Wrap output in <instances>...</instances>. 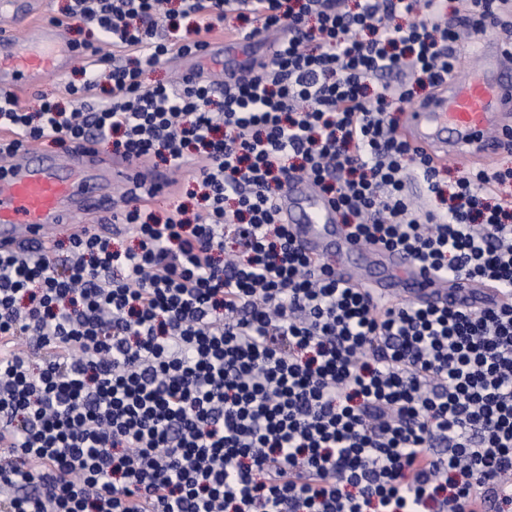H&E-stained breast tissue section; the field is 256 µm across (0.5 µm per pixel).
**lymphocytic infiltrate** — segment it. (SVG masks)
Listing matches in <instances>:
<instances>
[{
	"label": "lymphocytic infiltrate",
	"mask_w": 512,
	"mask_h": 512,
	"mask_svg": "<svg viewBox=\"0 0 512 512\" xmlns=\"http://www.w3.org/2000/svg\"><path fill=\"white\" fill-rule=\"evenodd\" d=\"M512 0H71L86 48L67 110L0 92V159L108 139L192 170L196 210L114 211L135 247L0 250V512H512V302L382 299L308 256L278 214L301 178L347 239L442 283L512 294V169L441 167L388 114L456 75ZM266 33L217 88L149 68L205 54L229 14ZM188 18L160 29L162 16ZM107 97H99L101 78ZM423 186L415 206L410 183ZM234 227L242 255L224 256Z\"/></svg>",
	"instance_id": "lymphocytic-infiltrate-1"
}]
</instances>
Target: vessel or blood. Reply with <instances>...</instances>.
<instances>
[{
    "instance_id": "1",
    "label": "vessel or blood",
    "mask_w": 512,
    "mask_h": 512,
    "mask_svg": "<svg viewBox=\"0 0 512 512\" xmlns=\"http://www.w3.org/2000/svg\"><path fill=\"white\" fill-rule=\"evenodd\" d=\"M36 0H0V12L25 21L22 38L0 34V82L16 87L46 74H62L73 59L61 26L35 21ZM483 79L449 81L441 91L415 106L401 134L423 149L435 163L448 156L490 162L500 150L488 130L507 129L512 117V73L503 70V51L490 35L473 46ZM138 178L123 162L97 160L91 153L48 154L28 145L21 159L0 172V246L31 253L45 251L44 230L69 223L74 212L108 217L116 201L104 189L106 181ZM278 209L302 248L311 256L336 258L339 277L373 288L381 297H401L436 304L459 305L498 292L483 291L468 282L436 287L403 253L366 247L339 231L333 205L310 183L292 180Z\"/></svg>"
}]
</instances>
